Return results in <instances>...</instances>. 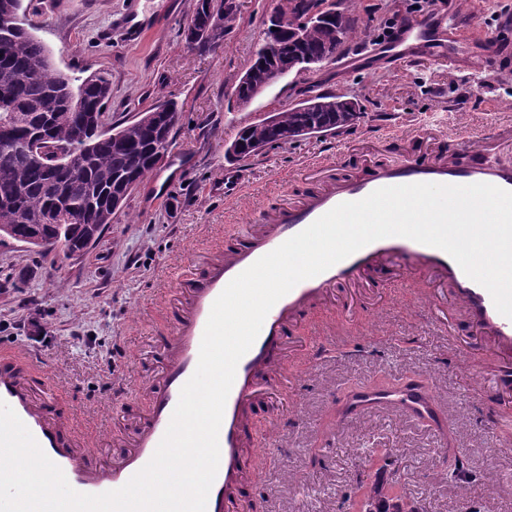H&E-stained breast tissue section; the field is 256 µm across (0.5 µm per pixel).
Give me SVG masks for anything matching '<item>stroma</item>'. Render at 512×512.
<instances>
[{
    "label": "stroma",
    "instance_id": "obj_1",
    "mask_svg": "<svg viewBox=\"0 0 512 512\" xmlns=\"http://www.w3.org/2000/svg\"><path fill=\"white\" fill-rule=\"evenodd\" d=\"M460 0L439 12L448 60L428 51L388 58L368 53L387 27L407 21L403 0H352L358 37L313 71L289 74L250 103L233 90L251 64L277 0H241L222 48L199 56L181 36L193 0H23L58 70L111 76L106 125L132 120L161 100L179 111L172 146L80 256L0 244V344L31 355L61 397V412L88 432L129 431L146 399L145 383L168 328L163 302L193 254L224 239L227 225L248 229L285 194L307 192L299 173L319 157L340 175L358 174L361 143L373 164L425 147L458 128L474 135L461 163L512 166V0ZM344 94L363 112L350 128L224 157L243 126L309 95ZM242 172L249 189L236 212L224 207V174ZM441 309L401 274L380 277L368 310L345 316L336 302L309 310L293 336L274 396L256 405L275 433L261 438L255 476L244 485L245 512H347L354 495L380 482L416 512H512V446L500 444L498 388L475 391L492 371L491 342L456 311L442 289ZM424 375L440 388L452 438L394 408L343 425L336 396L363 380L388 384Z\"/></svg>",
    "mask_w": 512,
    "mask_h": 512
}]
</instances>
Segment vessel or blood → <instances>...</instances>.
I'll return each mask as SVG.
<instances>
[{
	"label": "vessel or blood",
	"mask_w": 512,
	"mask_h": 512,
	"mask_svg": "<svg viewBox=\"0 0 512 512\" xmlns=\"http://www.w3.org/2000/svg\"><path fill=\"white\" fill-rule=\"evenodd\" d=\"M406 39L431 47L440 29L430 23L410 26ZM413 183L469 185L489 183L512 191V167L477 162L462 166L451 155L426 152L383 166L374 165L355 178L328 179L316 189L280 208L259 213L258 225L246 235H229L223 252L215 255L202 276L185 272L169 299L172 332L166 339L159 372L150 383L146 414L128 444L115 435H79L56 413V397L32 385L41 368L25 353L0 351V400L8 404L29 429L44 453L64 473L77 492L100 494L124 486L152 458L178 403L184 384L194 374L212 305L227 284L289 238L344 202H354L388 186ZM409 266L453 289L460 310L488 335L501 352L494 382L512 389V319L501 315L489 292L470 279L444 251L404 237L377 240L321 274L303 280L269 311L261 331L240 359L219 430L220 462L208 495L206 512H230L243 478V459L254 446L255 416L252 396L259 383L273 384L284 362L288 330L299 315L327 301L339 285L351 291L364 288V275L378 266ZM381 407H395L414 420L444 428L439 390L427 380L417 385L390 387L360 383L338 401L337 423ZM120 446V454L104 459L102 449Z\"/></svg>",
	"instance_id": "obj_1"
}]
</instances>
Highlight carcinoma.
I'll use <instances>...</instances> for the list:
<instances>
[{
  "label": "carcinoma",
  "mask_w": 512,
  "mask_h": 512,
  "mask_svg": "<svg viewBox=\"0 0 512 512\" xmlns=\"http://www.w3.org/2000/svg\"><path fill=\"white\" fill-rule=\"evenodd\" d=\"M307 8L326 16L324 25L301 24L288 31L266 32L262 46L235 86L236 97L252 92L251 75L266 76L284 57L299 60L305 70L329 54L331 32L338 29L345 44L357 34L355 20L336 13V3L305 0ZM226 0H194L192 14L184 28L185 41L195 39V54L217 52L224 42V30L213 26L216 16L225 12ZM27 29H0V123L9 122L14 136L27 138L43 128L52 142L81 144V135L95 143L82 176L73 178L64 169L47 176L44 168L0 146V238L12 239L35 248H60L72 255L88 249L98 226L112 223L115 211L109 195L126 180L124 196H129L152 173L155 125L172 122L177 109L162 101L140 113L134 120L99 129V117L110 95L108 74L99 72L93 80L71 78L64 81L46 60L42 45ZM360 109L346 111L344 96L319 95L265 119L242 127L225 154L247 158L258 149L281 139L298 140L307 136L337 132L354 125ZM60 188L71 208L60 210L51 224L41 217L56 208L52 186Z\"/></svg>",
  "instance_id": "1"
}]
</instances>
